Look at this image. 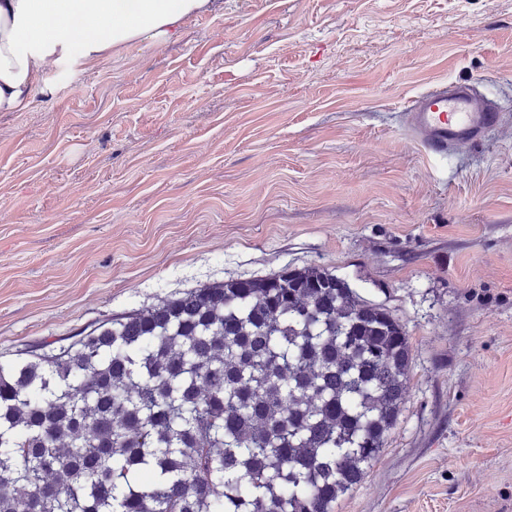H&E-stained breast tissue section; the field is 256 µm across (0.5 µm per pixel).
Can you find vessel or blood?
<instances>
[{"label":"vessel or blood","instance_id":"obj_1","mask_svg":"<svg viewBox=\"0 0 512 512\" xmlns=\"http://www.w3.org/2000/svg\"><path fill=\"white\" fill-rule=\"evenodd\" d=\"M405 124L431 154L445 157L461 144L482 141L499 114L493 103L479 100L465 84L445 83L411 99Z\"/></svg>","mask_w":512,"mask_h":512}]
</instances>
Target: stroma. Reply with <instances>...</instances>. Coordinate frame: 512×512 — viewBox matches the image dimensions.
<instances>
[{
	"mask_svg": "<svg viewBox=\"0 0 512 512\" xmlns=\"http://www.w3.org/2000/svg\"><path fill=\"white\" fill-rule=\"evenodd\" d=\"M0 113V361L190 288L319 266L405 327L398 423L336 512H512V0H212ZM469 83L488 138L402 113ZM405 124L431 154L447 157L464 143H478L495 127L499 112L466 84L445 83L411 99Z\"/></svg>",
	"mask_w": 512,
	"mask_h": 512,
	"instance_id": "obj_1",
	"label": "stroma"
}]
</instances>
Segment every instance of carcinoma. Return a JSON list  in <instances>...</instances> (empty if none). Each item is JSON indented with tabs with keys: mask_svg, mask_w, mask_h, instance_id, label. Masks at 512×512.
I'll use <instances>...</instances> for the list:
<instances>
[{
	"mask_svg": "<svg viewBox=\"0 0 512 512\" xmlns=\"http://www.w3.org/2000/svg\"><path fill=\"white\" fill-rule=\"evenodd\" d=\"M411 349L319 268L193 288L0 362V512H335Z\"/></svg>",
	"mask_w": 512,
	"mask_h": 512,
	"instance_id": "carcinoma-1",
	"label": "carcinoma"
}]
</instances>
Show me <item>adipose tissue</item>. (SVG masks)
Wrapping results in <instances>:
<instances>
[{"mask_svg": "<svg viewBox=\"0 0 512 512\" xmlns=\"http://www.w3.org/2000/svg\"><path fill=\"white\" fill-rule=\"evenodd\" d=\"M210 0H0V112L51 95L47 75L71 59L94 65L129 44L158 47Z\"/></svg>", "mask_w": 512, "mask_h": 512, "instance_id": "obj_1", "label": "adipose tissue"}]
</instances>
